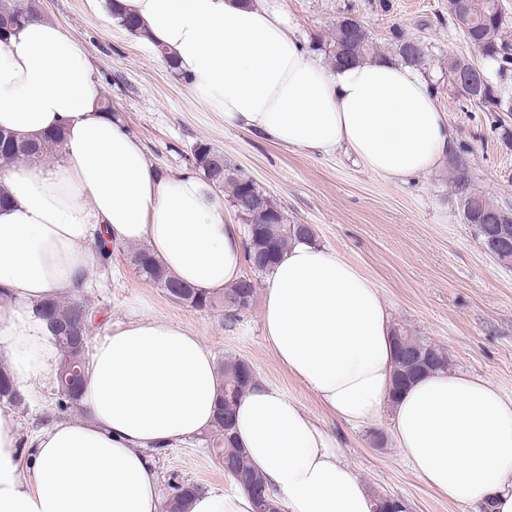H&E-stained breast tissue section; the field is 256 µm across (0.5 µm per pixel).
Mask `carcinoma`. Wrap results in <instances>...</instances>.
<instances>
[{
	"label": "carcinoma",
	"mask_w": 512,
	"mask_h": 512,
	"mask_svg": "<svg viewBox=\"0 0 512 512\" xmlns=\"http://www.w3.org/2000/svg\"><path fill=\"white\" fill-rule=\"evenodd\" d=\"M463 7L449 13L453 25L462 32L466 41L478 53L486 58L504 63L505 48L512 46V34L507 23L500 0H462ZM8 5L19 13L21 24L40 18L36 0H0V7ZM106 8L119 26L131 31L135 37L141 36L136 18L120 13L114 0H107ZM372 49V41L366 26L359 20L344 18L336 26V37L331 41L329 55L333 62L342 63L365 59ZM398 55L402 61L415 68L422 64L424 50L415 43V51L406 48V42L398 44ZM460 58H448V80L452 87L468 101L485 107L502 102L501 93L496 86H461L457 83L456 72ZM65 150V136L60 129L45 133L36 138H25L12 131L0 128V163L26 164L29 166L47 158H55ZM196 168L202 171L206 180L227 190L230 201L244 196L268 199L266 212L236 211L238 219L244 224H255L259 233L253 237L246 235V261L256 273L269 271L276 263L279 254L295 239L311 238L313 233L297 224L285 223L283 212L273 196L253 179L244 176L234 164L224 159V154L205 142L197 143L193 148ZM465 223L482 230L488 224L496 223L494 214L509 213L508 210L490 198L479 193H467L462 202ZM132 263L145 280L160 288L172 301L201 311L221 307L229 320L237 319L242 310L248 309L254 299L256 284L250 277H243L235 285L224 290L220 296L210 295L199 288L177 281L159 265L145 249L133 252ZM41 312H49L55 321L69 327L81 326L92 319L96 312L83 298H72L66 302L49 299L42 304ZM396 347V362L393 369V392L397 393L424 372L448 369V352L419 338L408 335L404 330H393ZM60 350V363L57 377L70 373V369L84 362L88 346L74 345L70 339L57 338ZM221 373L224 385L220 394L217 415L214 424L204 433L206 447H221L232 463L234 470L243 476H253L256 470L251 466L245 450L235 446L233 433L225 431L224 418L233 415L237 402L243 397L256 378L253 366L245 359L234 358L222 364ZM0 400L7 404H18L21 394L14 388L11 375L0 369ZM199 491L194 483H185L178 487L177 493L164 503L165 512H184V501Z\"/></svg>",
	"instance_id": "cac0c4a2"
}]
</instances>
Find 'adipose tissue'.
<instances>
[{
  "mask_svg": "<svg viewBox=\"0 0 512 512\" xmlns=\"http://www.w3.org/2000/svg\"><path fill=\"white\" fill-rule=\"evenodd\" d=\"M224 123L313 152L343 149L405 183L440 168L448 120L422 75L378 58L325 65L303 49L275 0H119ZM87 52L34 20L0 42V126L66 133L61 163L0 170V354L28 398L55 374L56 340L35 306L78 294L97 235L145 244L179 280L219 295L242 277L244 247L219 191L172 176L98 111ZM263 338L278 363L340 421L391 408L396 445L449 501L512 512V397L467 373L422 376L391 399L394 348L375 283L338 253L292 242L267 276ZM81 417L53 421L22 458L0 412V512H160L146 455L200 435L221 377L200 336L160 316L117 324L91 346ZM234 435L284 512H372V495L336 436L279 387L255 383Z\"/></svg>",
  "mask_w": 512,
  "mask_h": 512,
  "instance_id": "obj_1",
  "label": "adipose tissue"
}]
</instances>
